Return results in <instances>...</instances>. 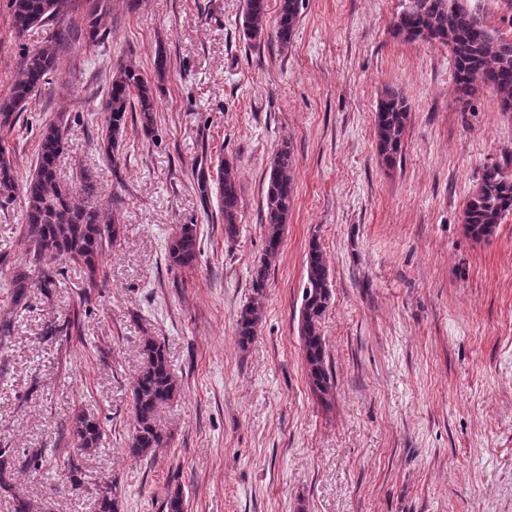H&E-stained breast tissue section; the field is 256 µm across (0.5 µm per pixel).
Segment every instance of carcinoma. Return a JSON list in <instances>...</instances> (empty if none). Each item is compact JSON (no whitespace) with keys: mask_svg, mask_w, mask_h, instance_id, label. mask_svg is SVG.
Masks as SVG:
<instances>
[{"mask_svg":"<svg viewBox=\"0 0 512 512\" xmlns=\"http://www.w3.org/2000/svg\"><path fill=\"white\" fill-rule=\"evenodd\" d=\"M67 4L68 0H12L13 28L21 33L44 26L63 15ZM301 5L302 0H279L273 32L283 45L291 41ZM266 14L267 0H243L240 31L245 41L251 43L265 37ZM392 29L394 35L406 41L441 43L448 47L455 69V93L460 98L471 97L486 87L496 93L502 111L512 112V40L488 28L463 0H409ZM61 41V33L56 32L42 46L22 56L10 92L0 97L1 132L15 127L31 97L49 83L57 69ZM103 109L107 119L98 129L95 147L116 169L128 116L139 115L144 137L154 134V84L135 69L120 65L112 74ZM409 120L410 107L403 94L392 88L386 90L376 106L374 137L377 156L389 168L396 166L401 158ZM68 147L67 127L63 123L43 127L34 168L20 181L9 149L0 144V206L10 204L19 196L25 207V259L14 268L7 284L10 298L18 306L24 304L31 289L47 292L59 283L62 271L44 267L42 261L46 258H59L78 266L86 275L88 286L97 287L103 254L121 236L120 222L91 203L99 192L96 172L79 168L72 187L58 177V160ZM293 170V151L286 143L270 163L264 211L265 250L251 271L250 301L235 320V332L242 348L257 336L271 264L280 253L283 228L293 208ZM216 185L224 237L232 241L240 223V184L233 163L226 161L219 166ZM511 213L512 173L497 164L484 167L463 210L467 234L477 241L487 240ZM198 251L197 225L182 224L168 244L167 258L174 266L189 267L195 263ZM331 300L329 269L320 242L314 238L309 243L306 259L299 337L309 387L321 399L331 395L334 386L319 328ZM141 354L142 367L132 388L134 430L127 448V454L136 460L151 457L158 449L167 447L169 436L159 428L156 416L159 407L177 394V383L157 337H143ZM70 433L74 447L83 453L99 446L102 429L97 417L80 410L73 415ZM42 466V450L26 453L21 458L10 442L0 438V493L13 491L11 474L16 468L35 473ZM65 487L72 493L84 487L82 467L73 458L68 463ZM96 501L97 512H120V499L110 480H99Z\"/></svg>","mask_w":512,"mask_h":512,"instance_id":"cac0c4a2","label":"carcinoma"}]
</instances>
